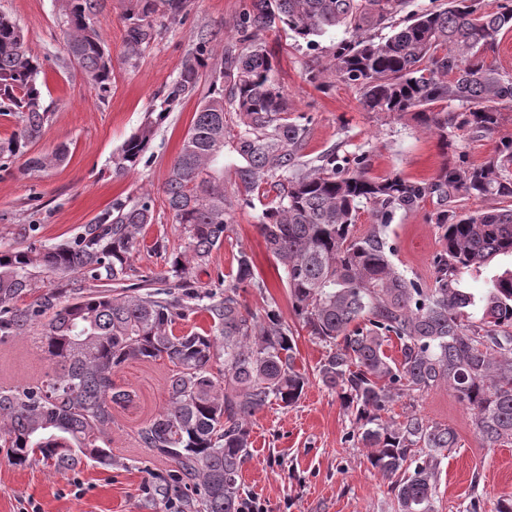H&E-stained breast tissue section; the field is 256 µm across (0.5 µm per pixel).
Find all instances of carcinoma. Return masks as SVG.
Listing matches in <instances>:
<instances>
[{
  "instance_id": "1",
  "label": "carcinoma",
  "mask_w": 512,
  "mask_h": 512,
  "mask_svg": "<svg viewBox=\"0 0 512 512\" xmlns=\"http://www.w3.org/2000/svg\"><path fill=\"white\" fill-rule=\"evenodd\" d=\"M107 0H61L64 51L105 90L112 60L101 35ZM411 0H252L234 24L237 44L203 38L166 95L112 156L121 172L136 168L171 109L192 94L208 56L224 68L200 102L163 186L184 249L168 255L167 274L151 289L136 283L134 255L154 221L152 193L116 203L74 243L0 251V340L43 324L41 348L56 369L35 386L0 388V447L16 466L68 469L91 460L112 464L105 436L112 406L134 393L112 381L131 361L167 358L174 366L167 406L139 431L143 447L174 463L186 480L190 512H240L239 471L249 456L252 417L276 403L296 404L308 383L297 364L294 331L271 305L252 309L239 289L264 293L248 252H238L224 292H200L192 270L224 244L235 203L259 202L257 228L283 273L292 312L326 354L317 376L336 391L370 448L373 469L391 480L400 512H434L437 466L457 447L454 429L413 411L385 417L403 398L446 388L465 403L476 434L489 448L512 444V270L493 276L480 298L463 275L512 256V137L478 166L443 161L433 177L367 175L368 154L333 147L318 163L305 160L307 126L290 117L288 99L258 35L282 26L312 44L342 29L329 65L358 88L366 112L411 117L448 153V129L489 133L512 105V73L487 62L499 37L512 31V0L487 11L483 0H448L442 10L406 11ZM126 34L129 54L155 34L154 0H137ZM406 16L395 21L398 15ZM390 30L384 37L370 32ZM41 65L22 29L0 12V113L16 119L0 140L7 167L40 136ZM444 103L448 109L435 111ZM462 109L455 114L450 106ZM56 149L30 160L33 169L61 162ZM234 178H224V159ZM426 198L439 231L432 282L406 277L392 263L387 229L399 213ZM495 205L472 210L469 200ZM373 223L356 229L361 209ZM79 273L113 290H91L61 302L52 290L26 306L43 273ZM210 316L209 330L177 334L193 306ZM395 343L398 356L387 353Z\"/></svg>"
}]
</instances>
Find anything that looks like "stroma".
Instances as JSON below:
<instances>
[{"label": "stroma", "instance_id": "35a3bbf8", "mask_svg": "<svg viewBox=\"0 0 512 512\" xmlns=\"http://www.w3.org/2000/svg\"><path fill=\"white\" fill-rule=\"evenodd\" d=\"M250 4L184 0L174 19L157 11L155 38L129 56L126 30L136 0H107L101 34L112 56V83L104 91L90 83L63 50L59 0H0V11L16 20L42 65L40 81L49 111L40 139L0 169V250L72 242L111 211L114 202L134 201L147 188L153 194L156 220L147 226L133 265L144 276L164 272L165 251L179 247L182 236L162 187L200 101L224 67L222 56L208 59L195 92L173 108L135 170L114 173L111 158L137 131L146 112L159 104L183 62L195 54L201 36L230 43L233 23ZM344 36L343 30L331 31L310 45L282 28L259 35L293 116L303 117L309 129L307 160L335 146L350 155L365 151L369 176L397 173L421 181L431 178L446 158L481 164L494 156L503 138L512 136V109L506 108L495 133L453 131L452 144L444 151L435 136L412 121L361 110L354 86L333 77L309 82L308 71L325 66ZM61 145L67 148L63 162L45 170L30 168V158ZM432 209L431 202L421 203L415 211L397 215L387 230L396 245L395 266L425 282L432 279V260L439 248L437 228L428 221ZM258 215V208L235 205L228 237L207 266L194 270L193 279L199 288L214 289L218 274H231L236 253L246 250L266 291L242 288V302L253 308L275 304L289 321L293 314L288 290L258 233ZM296 343L298 364L311 374L309 383L296 405H272L253 417L252 444L240 473L243 496L260 503L264 512H399L387 480L367 460L368 450L352 417L335 391L313 375L324 348L303 330ZM172 369L168 360L158 359L132 361L114 373L116 387L135 397L112 409L109 466L87 462L67 470L40 464L17 467L0 449V512H182L173 464L144 448L138 436L164 409ZM50 370L33 335L0 341V386H32ZM412 409L450 426L459 437L458 446L440 459L435 512H496L500 499L512 498V445L483 446L470 412L454 393L442 388L405 398L395 402L389 414L399 420Z\"/></svg>", "mask_w": 512, "mask_h": 512}]
</instances>
